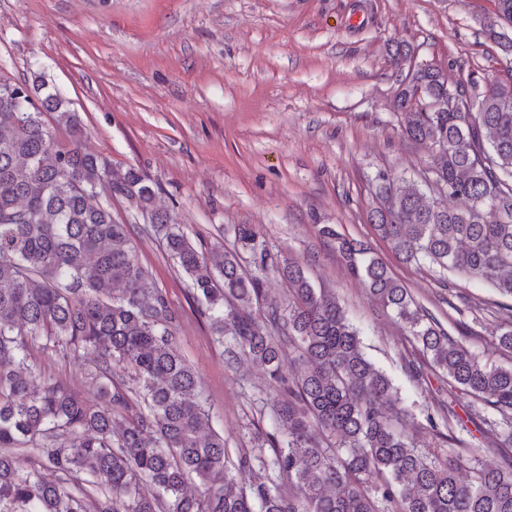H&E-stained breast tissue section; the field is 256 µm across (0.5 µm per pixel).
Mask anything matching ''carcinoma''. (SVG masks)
<instances>
[{
    "instance_id": "obj_1",
    "label": "carcinoma",
    "mask_w": 512,
    "mask_h": 512,
    "mask_svg": "<svg viewBox=\"0 0 512 512\" xmlns=\"http://www.w3.org/2000/svg\"><path fill=\"white\" fill-rule=\"evenodd\" d=\"M414 80L423 95L396 91L401 133L433 155L416 180L374 176L370 224L400 262L486 282L512 300V73L481 91L473 77L450 89L437 68ZM448 93L474 110L432 111ZM46 112L69 130V147L57 146ZM81 138L77 113L40 77L0 82V512H512V367L484 362L369 248L317 225L427 358L406 362L410 380L429 367L448 376V404L427 415L447 447L423 451L391 422L398 389L303 266L273 261L247 224L235 227L241 251L200 250L173 215L155 211L144 232L163 233L225 366L261 364L280 397L271 455L259 446L232 462L180 351L181 313L97 192L108 180L145 213L154 190L132 169L112 179ZM271 270L287 281L288 301L265 296ZM495 336L512 352L511 319ZM49 351L85 361L82 385L97 402L63 380L39 381L38 354ZM460 393L485 414L494 468L453 432ZM254 460L267 480L241 478Z\"/></svg>"
}]
</instances>
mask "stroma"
Segmentation results:
<instances>
[{
	"label": "stroma",
	"instance_id": "35a3bbf8",
	"mask_svg": "<svg viewBox=\"0 0 512 512\" xmlns=\"http://www.w3.org/2000/svg\"><path fill=\"white\" fill-rule=\"evenodd\" d=\"M496 0H0V80L42 76L79 113L83 145L113 172L136 169L153 205L176 214L197 246L234 248L251 225L276 260L301 261L334 292L367 356L399 389L403 430L420 437L448 384L413 383V349L391 312L315 233L336 225L365 242L453 336L512 366L492 331L504 302L488 284L398 261L368 221L378 170L415 176L428 150L406 141L396 56L443 67L449 82L505 75L512 57L485 31ZM130 224L139 259L181 315V348L231 452L273 431L265 372L231 371L159 237L125 199L101 190Z\"/></svg>",
	"mask_w": 512,
	"mask_h": 512
}]
</instances>
